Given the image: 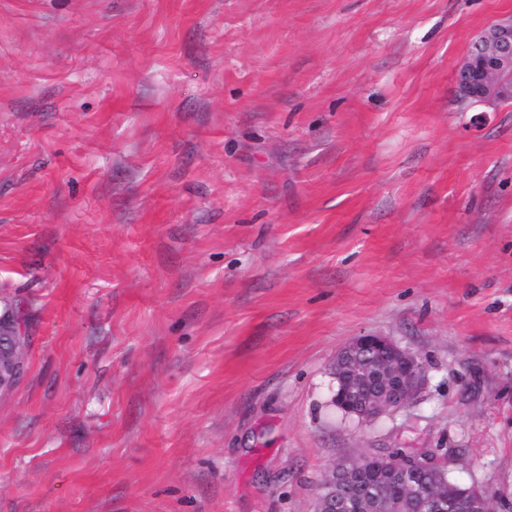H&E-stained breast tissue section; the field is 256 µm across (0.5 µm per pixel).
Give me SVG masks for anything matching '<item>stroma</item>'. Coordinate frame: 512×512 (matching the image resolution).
<instances>
[{
	"instance_id": "stroma-1",
	"label": "stroma",
	"mask_w": 512,
	"mask_h": 512,
	"mask_svg": "<svg viewBox=\"0 0 512 512\" xmlns=\"http://www.w3.org/2000/svg\"><path fill=\"white\" fill-rule=\"evenodd\" d=\"M512 0H0V512H312L434 451L512 512V104L461 100ZM403 409L330 399L353 337ZM23 318L22 309L16 321H0V395L14 390L26 374L30 336ZM357 357L360 364H353ZM421 358L389 336L354 337L336 354L330 375L336 382L332 404L361 425L407 404L424 380ZM365 460L358 456H346L335 464L319 485L315 500L314 512H381L386 511V504L376 500L345 498L339 501L336 497L341 482L364 468ZM339 509V510H336Z\"/></svg>"
}]
</instances>
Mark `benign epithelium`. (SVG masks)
<instances>
[{
	"instance_id": "7a95c632",
	"label": "benign epithelium",
	"mask_w": 512,
	"mask_h": 512,
	"mask_svg": "<svg viewBox=\"0 0 512 512\" xmlns=\"http://www.w3.org/2000/svg\"><path fill=\"white\" fill-rule=\"evenodd\" d=\"M455 87L461 99L473 104L496 107L512 102V17L476 36L456 69ZM23 318L21 312L14 321H0V395L14 390L26 374L30 336ZM424 374L421 358L390 337L356 336L331 364L330 375L336 382L332 404L345 416L368 425L407 404L421 388ZM412 458L421 471L440 475L446 467L425 450L412 452ZM364 463L362 458L346 456L335 464L319 485L314 512H384L386 504L375 500L337 497L340 483L361 471ZM418 499L431 512H459L466 504L491 512L493 494L474 485L450 500L433 484Z\"/></svg>"
}]
</instances>
